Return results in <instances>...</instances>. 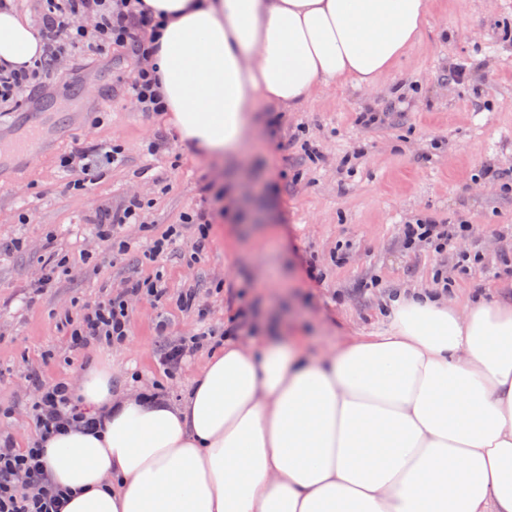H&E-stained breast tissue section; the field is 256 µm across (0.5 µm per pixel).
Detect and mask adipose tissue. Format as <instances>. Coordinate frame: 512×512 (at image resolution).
<instances>
[{"instance_id":"adipose-tissue-1","label":"adipose tissue","mask_w":512,"mask_h":512,"mask_svg":"<svg viewBox=\"0 0 512 512\" xmlns=\"http://www.w3.org/2000/svg\"><path fill=\"white\" fill-rule=\"evenodd\" d=\"M181 138L233 155L255 97L292 108L321 86L370 87L418 41L427 0H142ZM44 50L0 10V62ZM102 420L44 442L62 512H512V304L458 309L419 289L388 328L324 360L279 338H228L180 402L78 385Z\"/></svg>"}]
</instances>
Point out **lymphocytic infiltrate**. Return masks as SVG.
Masks as SVG:
<instances>
[{
    "label": "lymphocytic infiltrate",
    "instance_id": "obj_1",
    "mask_svg": "<svg viewBox=\"0 0 512 512\" xmlns=\"http://www.w3.org/2000/svg\"><path fill=\"white\" fill-rule=\"evenodd\" d=\"M137 0H44L40 33L43 55L29 70L7 71L0 68V103L18 101L22 91L34 79L53 74L61 58L71 55L81 44L97 47L118 46L128 49L137 65L127 83V93L144 111L160 112L164 106L156 92L158 79L150 63L157 22L136 7ZM94 18V28L80 20ZM141 201L132 200L121 211L104 212L98 223V235L109 241L116 254L129 252L131 245L118 237L122 225L137 223ZM468 224H439L419 220L402 227V242L412 248L429 246L435 253L448 255L459 270L482 264L480 248L467 252L456 249L458 240L470 237ZM164 292L150 280H134L116 295L98 302L72 323L73 347L84 349L96 343L115 344L126 340L130 331L128 299L146 296L162 299ZM35 395L31 404L39 437H47L66 427L87 429L99 425L98 417L82 409L73 387L65 381L46 382L38 373H30ZM43 451L37 447H16L11 436L0 435V512H59L62 491L49 484L42 465Z\"/></svg>",
    "mask_w": 512,
    "mask_h": 512
}]
</instances>
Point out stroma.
Here are the masks:
<instances>
[{
    "instance_id": "obj_1",
    "label": "stroma",
    "mask_w": 512,
    "mask_h": 512,
    "mask_svg": "<svg viewBox=\"0 0 512 512\" xmlns=\"http://www.w3.org/2000/svg\"><path fill=\"white\" fill-rule=\"evenodd\" d=\"M457 63L467 67L459 83L448 78ZM133 68L118 47H85L63 61L39 93L79 122L0 190V241L23 243L0 252V432L19 447L37 436L26 381L33 368L73 383L89 366H106L113 393L155 387L176 402L213 347L167 374L157 362L166 340L222 333L241 308L254 327L242 341L285 335L313 356L382 332L392 295L434 287L435 269L449 263L428 246L404 248L402 226L418 218L472 225L457 248L476 244L485 256L484 265L452 271L450 300L512 301V273L501 266L512 252V189L484 176L490 165L512 171V0H428L418 42L373 87L330 84L292 110L257 99L243 155L231 162L183 140L164 113L138 111L126 95ZM368 110L381 122L358 123ZM160 139L164 147L149 153ZM101 142L119 146V163L87 174L62 167L63 156ZM80 179L85 190H73ZM219 189L229 197L223 209ZM133 196L145 203L144 219L123 229L131 251L111 256L94 226ZM194 212L210 220L207 254L196 262L197 230L183 221ZM172 224L180 229L174 249L144 259ZM52 255L66 269L35 290ZM312 264L323 281L310 279ZM146 278L165 295L131 299L123 344L71 348L67 319ZM188 292L200 311L179 308ZM161 318L164 337L155 331Z\"/></svg>"
}]
</instances>
